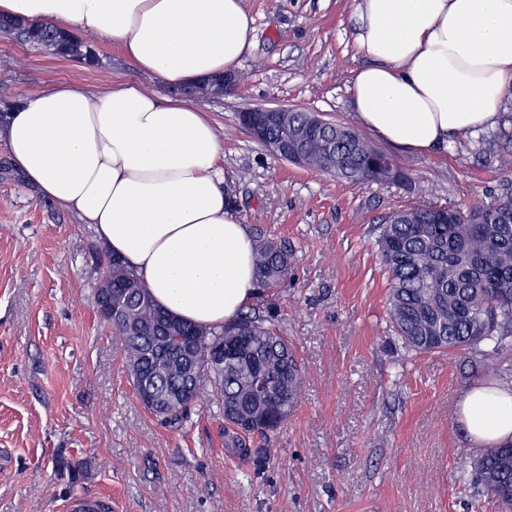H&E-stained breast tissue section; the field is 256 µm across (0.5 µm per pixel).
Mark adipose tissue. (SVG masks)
<instances>
[{"label": "adipose tissue", "mask_w": 512, "mask_h": 512, "mask_svg": "<svg viewBox=\"0 0 512 512\" xmlns=\"http://www.w3.org/2000/svg\"><path fill=\"white\" fill-rule=\"evenodd\" d=\"M0 15L119 47L169 87L233 71L255 20L245 0H0ZM365 63L350 93L380 140L430 153L494 126L512 85V0H354ZM0 143L41 196L93 225L155 302L219 327L256 297L253 240L224 190L213 124L184 100L127 81L59 82L0 122ZM458 412L473 444L512 442V387L477 386Z\"/></svg>", "instance_id": "ef3b65f1"}]
</instances>
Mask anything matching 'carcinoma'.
Listing matches in <instances>:
<instances>
[{"mask_svg": "<svg viewBox=\"0 0 512 512\" xmlns=\"http://www.w3.org/2000/svg\"><path fill=\"white\" fill-rule=\"evenodd\" d=\"M0 31L63 57L96 59L88 42L56 27L0 20ZM489 148L500 147L512 166V113L504 115ZM256 140L268 147L288 141L277 157L352 184L403 179L393 160L350 126L324 121L314 112H273ZM377 246L388 278L387 317L395 340L409 353L492 354L499 370L512 372V178L500 181L491 199L449 210L401 209L379 225ZM260 288L282 287L292 256L282 242L254 240ZM95 295L119 289L112 303L113 335L125 348L135 396L151 386L155 401L145 409L164 424L183 426L205 388L224 420L225 447L260 463L267 449L247 448L266 439L298 406L305 374L288 338L268 308L253 307L219 329L184 322L163 310L140 277L118 257ZM87 461L55 460V470L79 486ZM469 487L512 512V444H490L461 470Z\"/></svg>", "mask_w": 512, "mask_h": 512, "instance_id": "cac0c4a2", "label": "carcinoma"}]
</instances>
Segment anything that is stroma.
I'll use <instances>...</instances> for the list:
<instances>
[{
	"instance_id": "35a3bbf8",
	"label": "stroma",
	"mask_w": 512,
	"mask_h": 512,
	"mask_svg": "<svg viewBox=\"0 0 512 512\" xmlns=\"http://www.w3.org/2000/svg\"><path fill=\"white\" fill-rule=\"evenodd\" d=\"M252 43L218 97H193L224 147V187L251 235L284 241L288 282L256 296L305 372L296 412L262 467L230 455L224 422L199 405L172 429L136 399L124 351L96 312L110 252L92 225L12 174L0 144V512H496L459 479L476 455L457 404L475 385H511L493 359L414 356L393 340L377 227L393 211L466 207L511 172L481 138L432 155L383 145L401 181L356 186L270 155L239 122L254 106L315 112L357 126L349 88L357 53L353 0H246ZM88 64L0 33V113L32 90L70 82L93 92L140 78L111 42L89 37ZM87 459L69 488L54 457Z\"/></svg>"
}]
</instances>
